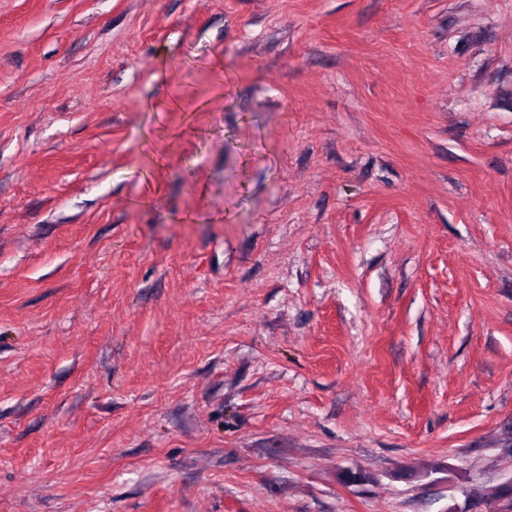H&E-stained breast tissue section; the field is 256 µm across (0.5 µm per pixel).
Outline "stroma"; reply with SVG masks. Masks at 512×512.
I'll return each mask as SVG.
<instances>
[{"instance_id":"obj_1","label":"stroma","mask_w":512,"mask_h":512,"mask_svg":"<svg viewBox=\"0 0 512 512\" xmlns=\"http://www.w3.org/2000/svg\"><path fill=\"white\" fill-rule=\"evenodd\" d=\"M509 479L512 0H0V512Z\"/></svg>"}]
</instances>
